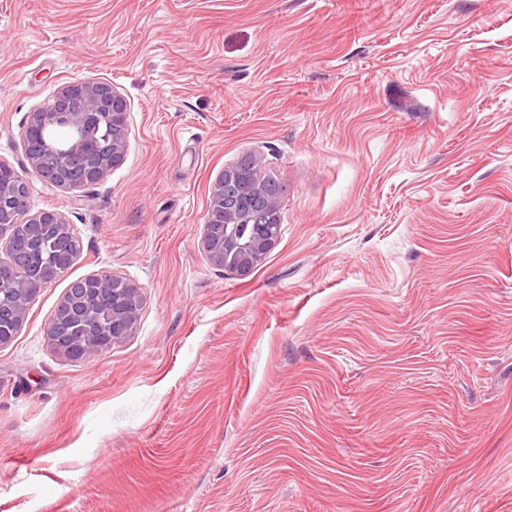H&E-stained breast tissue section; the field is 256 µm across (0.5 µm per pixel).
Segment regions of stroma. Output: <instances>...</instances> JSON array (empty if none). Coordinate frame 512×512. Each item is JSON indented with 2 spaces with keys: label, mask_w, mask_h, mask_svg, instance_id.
I'll return each mask as SVG.
<instances>
[{
  "label": "stroma",
  "mask_w": 512,
  "mask_h": 512,
  "mask_svg": "<svg viewBox=\"0 0 512 512\" xmlns=\"http://www.w3.org/2000/svg\"><path fill=\"white\" fill-rule=\"evenodd\" d=\"M73 81L128 132L64 189L22 132ZM246 154L241 276L201 238ZM0 159L82 241L0 345V512H512V0H0ZM102 271L142 308L69 359ZM120 154H121V149L117 148L116 146H113L112 154L110 155V157H108L105 160L100 161L99 165L89 166V165H86L85 163H83L77 167H68L64 164V160H63V164H64V168H66L67 170L73 171V172L79 174L83 179L89 180L90 181L89 183H92V182L98 181L102 177L101 174L105 170V169L102 170V167L103 166L107 167L108 165L113 164ZM249 164H242L241 168L224 170V178H219L213 185L211 197L215 193L224 194L225 208L218 212L212 211L213 222L224 224H211L209 231L214 239H222L224 244H218L210 238L204 225L202 236V250L216 265L231 267L239 275L248 274L253 265L260 261L275 245L278 240V219L275 224H269L276 217L277 200L263 196L257 190L249 189V179L252 174L246 172ZM239 213L251 215L254 224L247 238L243 239L238 232L239 225L235 224V216ZM231 245L228 250V246ZM116 283L115 288H112V323L106 327L89 326L88 321L85 320V313L82 312L81 306L84 305L82 302L75 299H70L67 302L61 301L59 305L61 307L60 317H56L50 322L48 335L51 340L53 336L58 341L60 347H62L60 349L64 352H66L64 349H70L71 346L66 345V342L75 343L74 352L70 357L78 359L95 353V336L99 338L101 348H108L112 342L126 336L132 330L138 316V312L131 311L126 302L127 293H132V289L126 288L130 284L122 277H119ZM73 323L85 324L86 327L84 328L89 330L93 336L85 334L81 336V334L76 333L78 331L76 329L72 336H68L66 326Z\"/></svg>",
  "instance_id": "35a3bbf8"
}]
</instances>
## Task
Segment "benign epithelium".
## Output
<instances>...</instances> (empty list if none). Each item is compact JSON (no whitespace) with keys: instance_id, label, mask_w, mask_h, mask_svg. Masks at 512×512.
Masks as SVG:
<instances>
[{"instance_id":"7a95c632","label":"benign epithelium","mask_w":512,"mask_h":512,"mask_svg":"<svg viewBox=\"0 0 512 512\" xmlns=\"http://www.w3.org/2000/svg\"><path fill=\"white\" fill-rule=\"evenodd\" d=\"M82 95L87 106L83 112L67 113L60 102L70 95ZM124 99L106 84L89 82H70L64 85L51 103L32 116L42 123H51L59 116L69 114V122L76 131V137L61 155L83 156L91 142L92 129L88 124L96 115H102L116 126L126 119ZM121 154L115 147L112 154L95 166L81 164L71 168L83 179L96 182L101 178L102 168L112 164ZM249 165L224 170V176L213 185L212 193L224 195L225 208L211 214L212 221L224 225V242L218 244L203 233L202 250L215 264L232 268L240 275L249 273L254 264L261 260L275 245L278 233L274 231L272 221L276 217L277 200L249 189L251 174ZM31 224L39 227L43 224H63L65 219L55 211H41L30 217ZM129 288L112 289V323L106 327L90 325L82 312V302L71 299L61 302L60 317L49 324L48 335L55 338L60 347L66 349V326L83 323L92 335L99 338L101 347L107 348L112 342L126 336L136 323L138 313L133 312L126 302ZM34 295L29 283L19 282L10 289L0 287V345L9 343L15 336L17 325L21 324L27 302Z\"/></svg>"}]
</instances>
